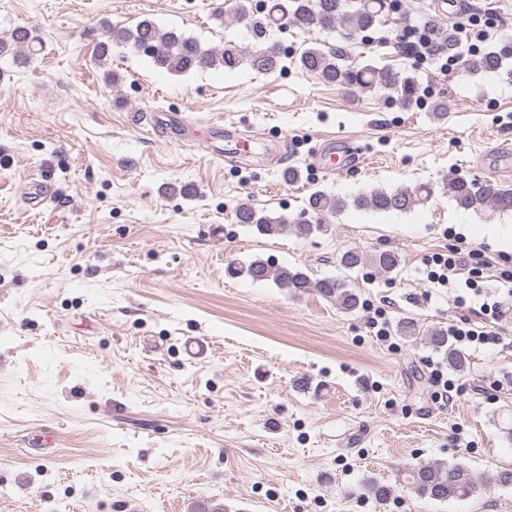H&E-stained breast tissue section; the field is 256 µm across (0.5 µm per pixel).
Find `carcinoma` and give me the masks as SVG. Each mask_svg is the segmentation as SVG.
I'll use <instances>...</instances> for the list:
<instances>
[{
	"label": "carcinoma",
	"instance_id": "1",
	"mask_svg": "<svg viewBox=\"0 0 512 512\" xmlns=\"http://www.w3.org/2000/svg\"><path fill=\"white\" fill-rule=\"evenodd\" d=\"M347 0H273L265 19L254 17L245 5H238L233 21L243 23L251 29L255 45L241 48L230 42L222 48L203 49L190 38L177 35L173 31L159 28L153 21L144 19L132 31L107 30V40L97 46L96 60L106 59L110 53V43L119 39L132 41L138 53L146 56L162 69L173 73H186L203 69H224L232 71L242 63L257 72L266 73L275 70L280 64L279 45L269 38V28H279L292 24L303 29L321 28L334 30L345 26L355 33H364L373 29L384 13L393 7L392 0H356L354 10L346 11ZM436 36L439 45L453 52L458 45L455 29L438 26ZM40 38L32 31L18 28L6 39H0V55H12L13 62L26 64L36 52ZM512 62V41L504 42L483 52L471 63V70L482 72H506L512 78L508 64ZM301 69L318 80L336 84L346 89L390 90L397 95L402 106L409 105L417 93L414 82L408 77L373 65H365L354 70L339 64L334 50H324L318 46L309 47L299 58ZM444 190L457 207L468 210L486 208L494 213L512 212V186L492 183L477 184L460 177L448 179ZM432 189L420 185L413 190L399 188L391 191L376 190L369 194H360L347 201L317 191L310 195L308 206L316 216L336 214L347 206L357 210L375 212H408L424 203L431 196ZM237 223L254 228L259 234L276 236L293 226L302 234L309 235L324 228L322 221L314 224L300 221L296 224L283 217H271L247 203L235 210ZM340 263L348 269L372 265L383 273L394 271L400 264V256L392 250L364 254L358 250L345 251ZM233 275H244L253 281L273 280L280 288L291 294L309 290L317 292L327 300L334 301L341 308L352 311L359 305V296L336 278L311 280L303 271L286 266L274 267L268 262L256 259L250 263L230 267ZM433 350L443 354L448 364L462 369L467 357L450 341L448 330L432 329L426 336ZM403 482L421 498L436 501L464 499L477 494L483 484L474 473L462 463H419L406 468Z\"/></svg>",
	"mask_w": 512,
	"mask_h": 512
}]
</instances>
